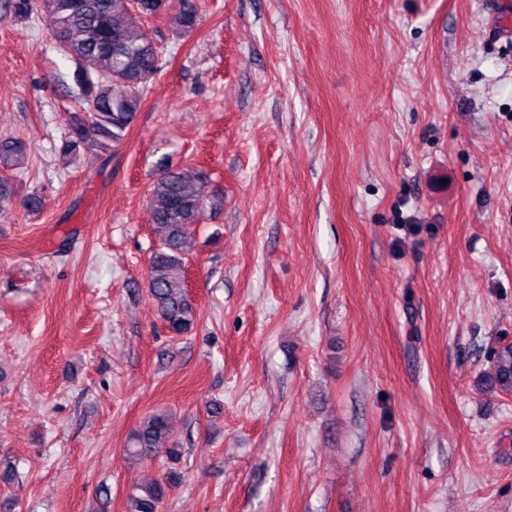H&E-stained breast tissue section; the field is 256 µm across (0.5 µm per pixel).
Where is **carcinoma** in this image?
<instances>
[{"mask_svg":"<svg viewBox=\"0 0 512 512\" xmlns=\"http://www.w3.org/2000/svg\"><path fill=\"white\" fill-rule=\"evenodd\" d=\"M171 7L172 0H0V18L26 19L37 9L45 12L52 21L58 52L74 64L73 77L88 111L70 114L58 147L62 158L75 161L88 140L107 153L124 139L140 110L146 83L156 75L161 60L156 42L132 19L154 18ZM171 20L176 32L193 31L199 24L194 0H178ZM24 162L20 146L0 144L1 165L18 167ZM207 184L200 170L166 167L150 189L158 243L149 258L148 290L158 315L177 336L188 332L196 318L197 307L185 284V254L194 226L201 223L210 204ZM485 379L490 387L512 393V343L494 351ZM173 434L169 413L150 414L130 434L127 459L140 465L156 460L163 451L178 456L174 448H161ZM179 480L180 474L167 470L134 488L125 512H158Z\"/></svg>","mask_w":512,"mask_h":512,"instance_id":"carcinoma-1","label":"carcinoma"}]
</instances>
